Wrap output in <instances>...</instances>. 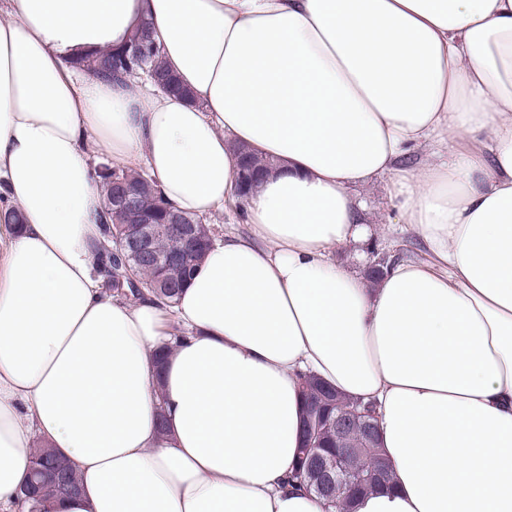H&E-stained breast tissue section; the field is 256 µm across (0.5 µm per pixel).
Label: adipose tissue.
I'll use <instances>...</instances> for the list:
<instances>
[{
    "instance_id": "ef3b65f1",
    "label": "adipose tissue",
    "mask_w": 512,
    "mask_h": 512,
    "mask_svg": "<svg viewBox=\"0 0 512 512\" xmlns=\"http://www.w3.org/2000/svg\"><path fill=\"white\" fill-rule=\"evenodd\" d=\"M145 20L192 99L75 68ZM94 155L248 235L173 307L105 294ZM377 180L423 257L371 283L334 252ZM0 199V512L37 440L53 512H334L284 485L306 372L377 406L355 512H512V0H0Z\"/></svg>"
}]
</instances>
